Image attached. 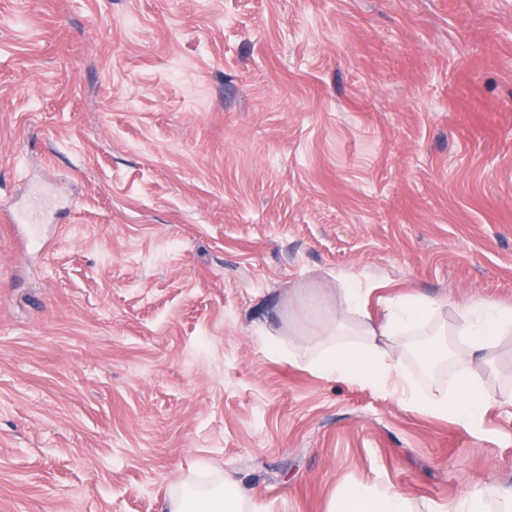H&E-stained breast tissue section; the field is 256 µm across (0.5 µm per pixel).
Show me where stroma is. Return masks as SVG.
Instances as JSON below:
<instances>
[{"instance_id": "stroma-1", "label": "stroma", "mask_w": 512, "mask_h": 512, "mask_svg": "<svg viewBox=\"0 0 512 512\" xmlns=\"http://www.w3.org/2000/svg\"><path fill=\"white\" fill-rule=\"evenodd\" d=\"M0 512H163L196 464L266 512L339 484L512 486V335L469 426L325 378L346 288L512 307V0H0ZM402 337V368L424 377Z\"/></svg>"}]
</instances>
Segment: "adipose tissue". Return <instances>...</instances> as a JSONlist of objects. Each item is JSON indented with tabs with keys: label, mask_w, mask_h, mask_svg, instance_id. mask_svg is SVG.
Wrapping results in <instances>:
<instances>
[{
	"label": "adipose tissue",
	"mask_w": 512,
	"mask_h": 512,
	"mask_svg": "<svg viewBox=\"0 0 512 512\" xmlns=\"http://www.w3.org/2000/svg\"><path fill=\"white\" fill-rule=\"evenodd\" d=\"M437 302L420 297L389 302L379 318L365 315L352 289H344L342 308L330 307L327 318L334 330L322 336L307 362L327 378H344L359 384L386 388L406 385L401 370L398 339L416 332L433 317ZM512 335V307L488 299L468 302L450 336L457 360L472 365L478 355L491 354L501 337ZM490 393L474 375H464L454 391L412 395L421 412L454 416L467 425L484 408ZM337 512H406L401 494H374L339 485ZM165 512H264L262 505L220 470H199L172 484L165 497Z\"/></svg>",
	"instance_id": "adipose-tissue-1"
}]
</instances>
